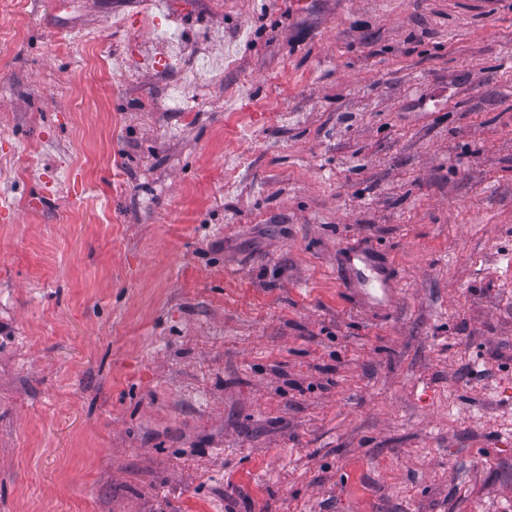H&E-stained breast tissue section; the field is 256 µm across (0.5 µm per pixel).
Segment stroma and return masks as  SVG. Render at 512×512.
I'll return each mask as SVG.
<instances>
[{
	"instance_id": "35a3bbf8",
	"label": "stroma",
	"mask_w": 512,
	"mask_h": 512,
	"mask_svg": "<svg viewBox=\"0 0 512 512\" xmlns=\"http://www.w3.org/2000/svg\"><path fill=\"white\" fill-rule=\"evenodd\" d=\"M0 512H512V0L0 14Z\"/></svg>"
}]
</instances>
